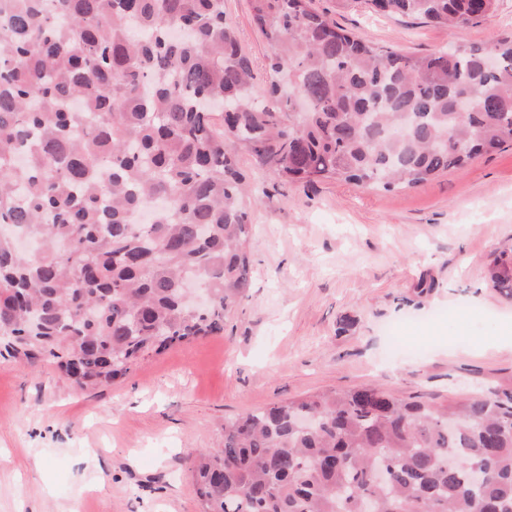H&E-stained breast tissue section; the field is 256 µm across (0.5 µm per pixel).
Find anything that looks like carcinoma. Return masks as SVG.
Returning a JSON list of instances; mask_svg holds the SVG:
<instances>
[{"instance_id":"obj_1","label":"carcinoma","mask_w":512,"mask_h":512,"mask_svg":"<svg viewBox=\"0 0 512 512\" xmlns=\"http://www.w3.org/2000/svg\"><path fill=\"white\" fill-rule=\"evenodd\" d=\"M464 27L497 0H367ZM258 89L224 0H0V337L82 389L224 331L248 297L239 150L288 183L414 188L512 143V36L405 55L310 0H250ZM463 100L468 112L458 111ZM154 209L150 224L133 211ZM486 278L512 298V260ZM209 294L186 301L187 281ZM201 512H512V394L378 384L224 420L192 460Z\"/></svg>"}]
</instances>
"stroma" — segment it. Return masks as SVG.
<instances>
[{
    "label": "stroma",
    "mask_w": 512,
    "mask_h": 512,
    "mask_svg": "<svg viewBox=\"0 0 512 512\" xmlns=\"http://www.w3.org/2000/svg\"><path fill=\"white\" fill-rule=\"evenodd\" d=\"M343 28L408 55L512 34V0L446 28L364 0H313ZM224 15L267 82L249 0ZM258 197L251 288L224 333L149 357L111 386L0 356V512H199L194 452L224 420L321 391L378 383L446 403L512 391V300L483 280L512 249V144L411 189L281 184L238 155ZM434 281L419 293L420 280ZM42 470H35V463Z\"/></svg>",
    "instance_id": "35a3bbf8"
}]
</instances>
